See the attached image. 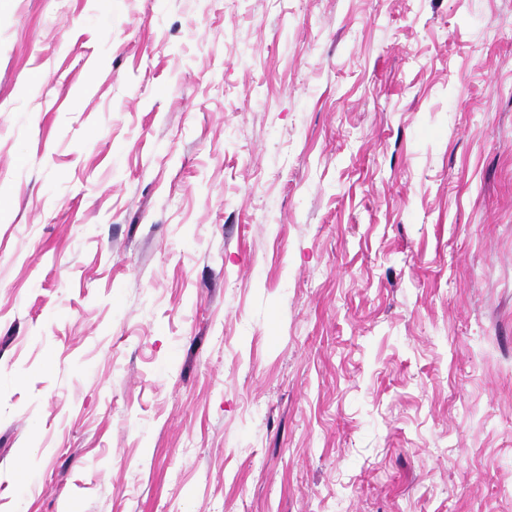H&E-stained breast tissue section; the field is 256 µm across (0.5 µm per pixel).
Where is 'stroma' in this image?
Masks as SVG:
<instances>
[{"instance_id":"1","label":"stroma","mask_w":512,"mask_h":512,"mask_svg":"<svg viewBox=\"0 0 512 512\" xmlns=\"http://www.w3.org/2000/svg\"><path fill=\"white\" fill-rule=\"evenodd\" d=\"M0 512H512V0H0Z\"/></svg>"}]
</instances>
